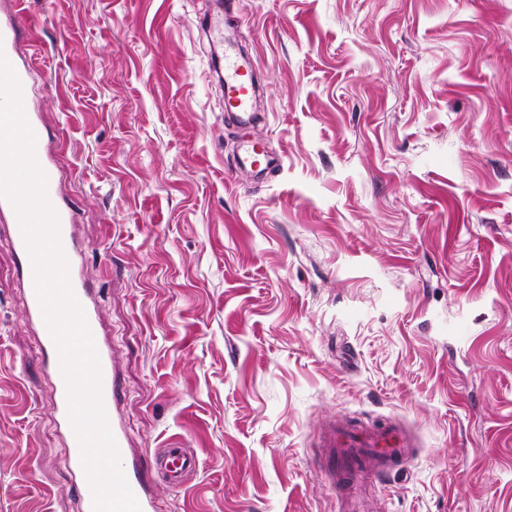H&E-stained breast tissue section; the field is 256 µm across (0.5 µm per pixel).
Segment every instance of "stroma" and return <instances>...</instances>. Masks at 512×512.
Returning <instances> with one entry per match:
<instances>
[{"mask_svg": "<svg viewBox=\"0 0 512 512\" xmlns=\"http://www.w3.org/2000/svg\"><path fill=\"white\" fill-rule=\"evenodd\" d=\"M211 2L26 0L20 45L163 512H338L321 427L393 417L375 512H512V0ZM65 452L0 224V512H82ZM224 57V96L227 104L239 112L237 117H253L251 111V88L245 81L246 71L232 52V42H226ZM197 458L186 448H164L156 458V465L168 482L179 489L184 485L183 477L197 468Z\"/></svg>", "mask_w": 512, "mask_h": 512, "instance_id": "35a3bbf8", "label": "stroma"}]
</instances>
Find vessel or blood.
<instances>
[{
    "mask_svg": "<svg viewBox=\"0 0 512 512\" xmlns=\"http://www.w3.org/2000/svg\"><path fill=\"white\" fill-rule=\"evenodd\" d=\"M25 32L22 9L0 16V54L14 70L22 92H29V72L22 67L17 52ZM224 96L227 104L240 115L251 111V88L245 80V71L233 52L224 57ZM26 120L35 136L34 156L46 176V196L59 221V240L68 264L71 289L81 304L86 323L98 354L101 374V401L108 426L115 439L121 468L140 506V512H158V500L152 486L143 478V461L129 443L122 423L116 414L119 399L118 380L114 371L112 349L105 340L95 290L86 280L73 236L75 216L59 199L55 185L54 162L47 148L44 131L35 113H27ZM0 221L7 224L11 247L22 264L27 292L26 312L40 337L41 349L49 353L46 369L50 379L51 399L57 423L68 446L64 465L71 472L77 496L84 512H93V492L81 459V447L70 419L68 388L62 372L57 346L44 319L35 286L32 260L22 233L15 207L0 199ZM322 447L327 448L332 461L326 476L335 488L341 512H372L369 505L368 480L391 472L397 461L412 457L417 452L413 437L399 424L384 426L333 421L325 430ZM156 464L174 488H181L187 473L197 468V458L184 448H167L157 457Z\"/></svg>",
    "mask_w": 512,
    "mask_h": 512,
    "instance_id": "1",
    "label": "vessel or blood"
}]
</instances>
